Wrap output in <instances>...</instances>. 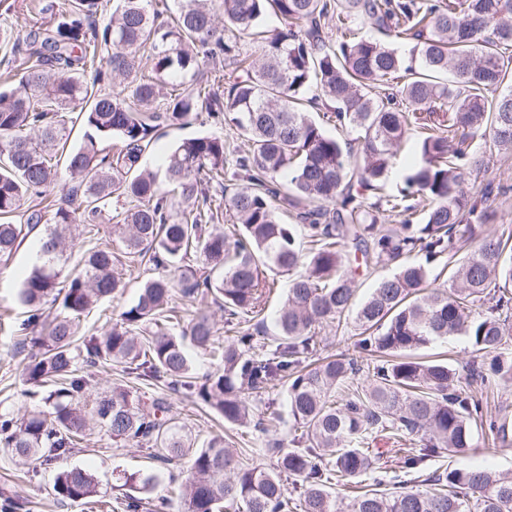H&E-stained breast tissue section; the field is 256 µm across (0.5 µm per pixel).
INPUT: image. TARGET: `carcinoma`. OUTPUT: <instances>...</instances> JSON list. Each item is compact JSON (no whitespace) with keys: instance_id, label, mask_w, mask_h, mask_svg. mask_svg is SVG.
<instances>
[{"instance_id":"1","label":"carcinoma","mask_w":512,"mask_h":512,"mask_svg":"<svg viewBox=\"0 0 512 512\" xmlns=\"http://www.w3.org/2000/svg\"><path fill=\"white\" fill-rule=\"evenodd\" d=\"M224 24L206 0H70L26 50L18 82L0 87V260L35 231L36 262L20 285L29 340L22 414L0 412V446L43 465L66 457L96 430L121 447L169 465L189 457L190 476L169 481L152 504L164 512H512V477L486 468L424 476L430 456L450 457L492 441L512 447V425L484 413L477 394L512 387V240L484 233L494 219L487 191L464 185L486 167L471 150L491 138L512 151V0H221ZM275 16L282 27L261 29ZM341 32L329 42L325 25ZM369 20L410 58L354 28ZM249 39L250 53L241 41ZM223 65L201 76L200 62ZM316 87L317 95L305 97ZM331 103L335 122L357 131L356 156L312 120L305 106ZM229 120L246 138L236 159L243 184L227 198L224 139L201 135L166 155L163 186L142 160L164 127L201 113ZM84 133L68 144L75 123ZM418 133L406 187L381 196L401 144ZM69 176L51 214L30 203ZM375 196L365 203L364 193ZM228 206L234 233L212 223ZM114 247L88 238L73 266L75 231H99L105 213ZM399 218L381 233L380 214ZM376 265L397 263L354 302L348 247ZM193 256L195 269L182 268ZM157 276L103 335L81 333L82 318L126 287V271ZM448 269V281L438 283ZM289 276L276 318V345L252 328L230 342L199 308L185 329L182 307L212 301L227 324L261 315L276 277ZM353 322L357 348L373 361L367 385L336 404V390L359 372L357 359H313L316 330ZM467 338L474 360L467 387L443 358L416 352ZM215 370L198 376L184 343ZM122 367L191 399L224 422L243 425L247 400L283 383L305 441L273 438L271 468L240 465V449L212 436L199 444L166 398L146 399L118 381L101 391L83 367ZM409 443L407 490L362 483L380 455L372 435ZM298 482L293 498L282 476ZM354 486L348 505L335 487ZM61 500L98 492L95 476L70 467L54 486Z\"/></svg>"}]
</instances>
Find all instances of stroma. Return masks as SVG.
<instances>
[{"instance_id":"1","label":"stroma","mask_w":512,"mask_h":512,"mask_svg":"<svg viewBox=\"0 0 512 512\" xmlns=\"http://www.w3.org/2000/svg\"><path fill=\"white\" fill-rule=\"evenodd\" d=\"M63 0H0V29H11L8 41H0V72L6 67L18 65L21 53L27 48L28 35L35 30L50 26L55 12ZM199 134H216L224 138V151L228 160H235L242 149L244 138L233 125L217 123L207 117H200L193 124L178 128L163 129L155 146L145 155L144 170L159 172L161 163L171 146L184 138ZM477 152L483 153L487 171L472 176L467 184L468 191L477 193L487 188L497 190L493 201L497 217L487 225L488 233H501L504 225H512V151L487 150L484 142L475 141ZM36 258L33 241H26L8 264L0 263V322L11 324L23 317V308L17 299L19 282L32 268ZM148 276L147 271L134 270L126 279L127 286L111 301L92 310L86 317L84 329L103 333L117 315L132 304L141 282ZM29 349L19 337L0 334V411L18 413L24 410L26 399L22 394L23 372ZM170 398V397H169ZM174 413L184 418L193 437L206 439L216 434L223 435L226 442L243 451L242 463L253 467L272 466L273 459L267 452L269 436L251 426H235L215 420L203 408L193 406L187 399L171 397ZM66 465L88 469L96 477L99 494L86 502H64L54 496V477L57 465L19 463L10 452L0 448V490L9 491L19 499V512H124L122 502L129 489L127 477L133 474L156 473L158 482L155 494H163L169 472L185 473L188 461L182 460L173 469L151 464L145 449L113 446L103 435H93L87 448L70 455ZM486 466L496 473L512 476V447L500 448L491 441H480L478 448L451 459L433 457L425 461L423 471L440 474L453 468Z\"/></svg>"}]
</instances>
